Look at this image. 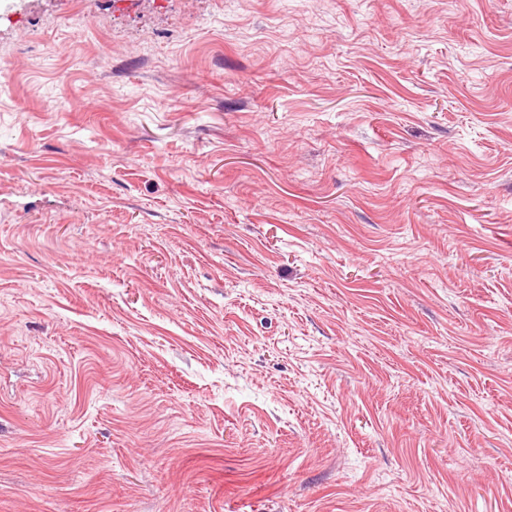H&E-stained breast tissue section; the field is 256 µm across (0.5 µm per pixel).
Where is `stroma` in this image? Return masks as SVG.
Returning <instances> with one entry per match:
<instances>
[{"label":"stroma","mask_w":512,"mask_h":512,"mask_svg":"<svg viewBox=\"0 0 512 512\" xmlns=\"http://www.w3.org/2000/svg\"><path fill=\"white\" fill-rule=\"evenodd\" d=\"M0 0V512H512V0Z\"/></svg>","instance_id":"stroma-1"}]
</instances>
